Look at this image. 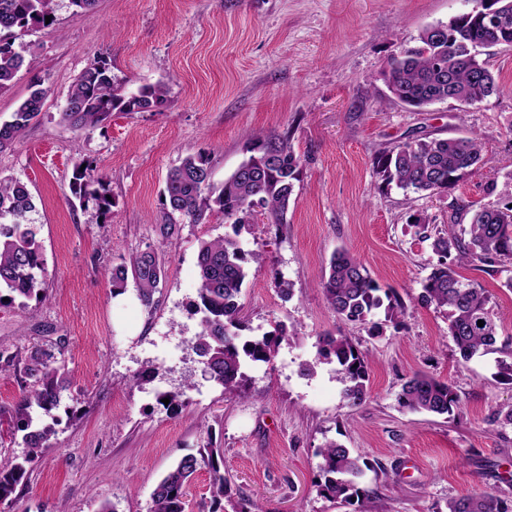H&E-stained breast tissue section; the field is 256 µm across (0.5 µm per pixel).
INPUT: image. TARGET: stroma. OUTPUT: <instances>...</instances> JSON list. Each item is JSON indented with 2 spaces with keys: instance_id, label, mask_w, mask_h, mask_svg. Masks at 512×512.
Instances as JSON below:
<instances>
[{
  "instance_id": "stroma-1",
  "label": "stroma",
  "mask_w": 512,
  "mask_h": 512,
  "mask_svg": "<svg viewBox=\"0 0 512 512\" xmlns=\"http://www.w3.org/2000/svg\"><path fill=\"white\" fill-rule=\"evenodd\" d=\"M469 0H99L75 11L55 0V21L14 44L27 65L0 91L6 120L41 80L36 124L0 152V177L26 184L29 219L42 245L43 294L0 301V351L39 346L64 367L67 388L48 448L28 483L0 512H150L153 491L183 457L207 442L224 450L232 502L261 512H448L458 497L489 491L512 500V426L491 422L512 404V385L490 353L462 360L448 336V311L421 304L437 262L417 220L447 232L454 201L488 204L512 196V48L489 64L503 90L472 106L453 101L417 112L390 94L384 71L427 25L469 10ZM105 60L133 92L164 83L154 112H116L76 131L60 114L75 78ZM288 136L302 159L287 224L161 222L168 172L190 154L209 157L215 183L246 158L254 135ZM476 133L485 165L440 195L384 187L374 156L410 137ZM92 163L107 179L112 211L101 216L71 191L73 167ZM495 192H488V185ZM229 236L260 262L247 266L239 302L248 336L282 323L293 334L271 363L247 365L242 392L203 375L190 339L201 241ZM153 249L165 280L144 306L135 284L116 295L108 273ZM347 250L383 289L402 299L395 319H338L320 281L332 255ZM488 292L512 339V272L463 269ZM290 292L282 294L278 282ZM326 333L350 337L368 368L365 401L343 398L336 365L318 355ZM423 372L451 384L449 416L404 409V383ZM24 391L0 374V458L28 449L10 421ZM178 395L179 406L160 403ZM339 442L378 461L358 498L327 497L320 450Z\"/></svg>"
}]
</instances>
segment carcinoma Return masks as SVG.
I'll use <instances>...</instances> for the list:
<instances>
[{
    "label": "carcinoma",
    "instance_id": "carcinoma-1",
    "mask_svg": "<svg viewBox=\"0 0 512 512\" xmlns=\"http://www.w3.org/2000/svg\"><path fill=\"white\" fill-rule=\"evenodd\" d=\"M54 16V0H0V91L13 83L25 63L14 49V39ZM487 46L512 47V0H483L480 8L422 29L418 45L390 59L387 66L390 93L403 105L421 110L432 104L454 101L474 105L501 91L481 58ZM162 84H145L126 93L114 81L109 64L99 60L83 70L69 90L61 121L74 130L95 127L114 112H154L166 101ZM44 91L32 86L29 95L0 123V151L19 140L42 112ZM249 156L217 186L212 181L209 158L188 155L172 168L162 193L166 224L186 221L206 224L215 214L242 224L258 213L268 224L288 223V211L298 180L301 159L288 137L259 133L247 148ZM485 164L483 147L476 134L452 138H413L378 154L374 168L382 181L405 192L438 194L448 191L464 175ZM72 191L84 203L91 202L102 214L112 208L109 189L91 164L72 172ZM35 208L27 186L14 179L0 180V294L10 299L41 295L40 274L44 272L42 245L29 213ZM467 228L457 229L465 218ZM10 222L5 223L3 219ZM416 235L431 241L437 264L423 283L421 301L448 309V336L460 358L468 361L478 354L499 352L512 359V348L496 347L498 317L484 290L464 278L459 269L480 263L488 267L512 264V198L474 207L451 206L448 234L431 235L429 223L416 225ZM247 254L231 237L203 241L197 253L198 297L195 311L201 314V331L192 343L203 358V373L233 393L246 379L247 363H269L286 328L277 323L256 337H244L238 303L247 275ZM136 284L140 300L153 304L165 279V270L152 250L135 257L130 265L112 268L114 292L124 291L128 280ZM329 309L350 322H367L373 311L383 307L390 318L404 310L399 297L382 290L366 267L346 250L333 254L328 273L320 282ZM484 323L480 327L477 322ZM319 355L336 362L343 397L352 405L366 397L367 364L357 347L345 336L326 333L319 338ZM21 373L27 390L15 404L11 421L24 432L30 453L22 459L0 460V503L11 500L28 479L30 464L48 447L55 430L43 425L35 414L58 421L62 392L66 389L64 368L54 365L53 355L40 347L24 355L3 356L0 372ZM400 404L411 412L448 415L459 404L452 385L426 374H414L402 387ZM324 460L323 493L348 502L358 494V480L375 464L354 455L344 445L332 442L321 450ZM224 451L209 446L199 456L189 455L169 471L153 492L151 512H185L186 488L198 468L210 471L209 506L201 512H224L230 479L224 475ZM448 512H512L509 502L488 492L455 499Z\"/></svg>",
    "mask_w": 512,
    "mask_h": 512
}]
</instances>
